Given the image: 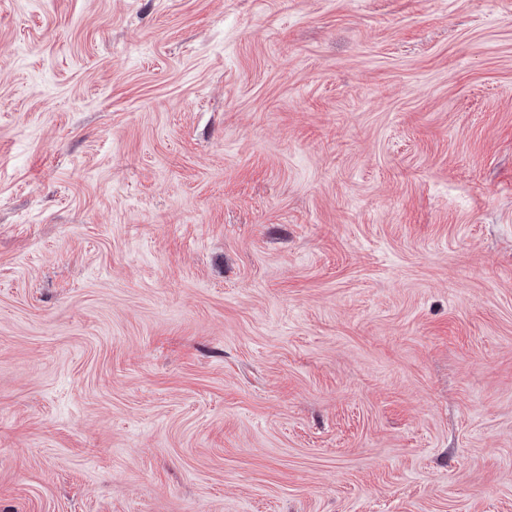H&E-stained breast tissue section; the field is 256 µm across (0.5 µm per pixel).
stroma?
Listing matches in <instances>:
<instances>
[{
	"label": "stroma",
	"instance_id": "stroma-1",
	"mask_svg": "<svg viewBox=\"0 0 512 512\" xmlns=\"http://www.w3.org/2000/svg\"><path fill=\"white\" fill-rule=\"evenodd\" d=\"M0 512H512V0H0Z\"/></svg>",
	"mask_w": 512,
	"mask_h": 512
}]
</instances>
